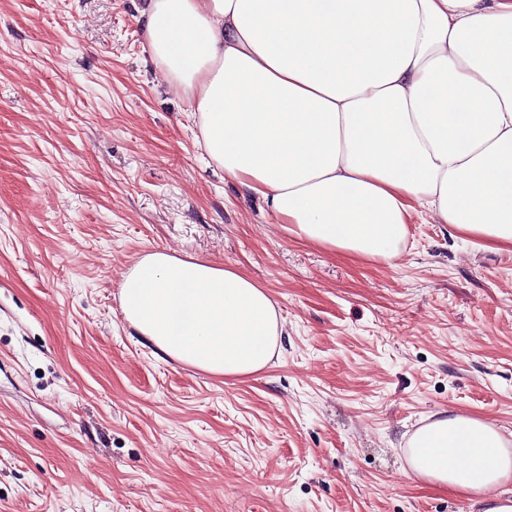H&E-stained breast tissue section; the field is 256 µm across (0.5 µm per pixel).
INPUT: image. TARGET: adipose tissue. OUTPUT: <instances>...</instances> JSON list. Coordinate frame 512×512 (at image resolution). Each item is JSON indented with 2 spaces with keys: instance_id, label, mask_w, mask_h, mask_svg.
Wrapping results in <instances>:
<instances>
[{
  "instance_id": "obj_1",
  "label": "adipose tissue",
  "mask_w": 512,
  "mask_h": 512,
  "mask_svg": "<svg viewBox=\"0 0 512 512\" xmlns=\"http://www.w3.org/2000/svg\"><path fill=\"white\" fill-rule=\"evenodd\" d=\"M147 46L187 97L210 159L288 234L389 261L417 210L512 249V0H144ZM158 353L262 373L283 326L268 288L166 252L122 278ZM413 475L512 512V442L446 411L410 438Z\"/></svg>"
}]
</instances>
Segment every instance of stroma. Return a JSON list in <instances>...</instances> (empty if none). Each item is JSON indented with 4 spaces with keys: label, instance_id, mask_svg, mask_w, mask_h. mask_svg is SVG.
Listing matches in <instances>:
<instances>
[{
    "label": "stroma",
    "instance_id": "1",
    "mask_svg": "<svg viewBox=\"0 0 512 512\" xmlns=\"http://www.w3.org/2000/svg\"><path fill=\"white\" fill-rule=\"evenodd\" d=\"M142 0H0V512H469L407 467L438 412L512 440V250L415 214L399 255L294 238L202 148ZM235 266L283 324L261 374L158 355L145 253Z\"/></svg>",
    "mask_w": 512,
    "mask_h": 512
}]
</instances>
